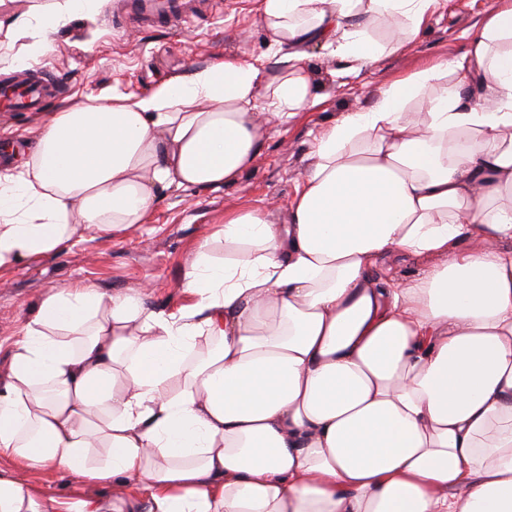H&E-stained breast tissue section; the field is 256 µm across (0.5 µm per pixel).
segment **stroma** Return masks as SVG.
Returning a JSON list of instances; mask_svg holds the SVG:
<instances>
[{
	"instance_id": "35a3bbf8",
	"label": "stroma",
	"mask_w": 512,
	"mask_h": 512,
	"mask_svg": "<svg viewBox=\"0 0 512 512\" xmlns=\"http://www.w3.org/2000/svg\"><path fill=\"white\" fill-rule=\"evenodd\" d=\"M492 3L445 0L418 39L357 75L348 73L347 61L330 50L309 46L320 104L288 124H267L259 154L236 182L217 190L171 192L143 225L125 235L80 241L53 258L0 271V368L7 366L10 345L43 294L56 286L80 281L108 293L145 286L152 306L177 310L188 300L182 288L185 270L198 245L223 227L225 213L257 208L272 223H287L320 128L341 113L369 108L393 79L429 63L460 58L467 50L466 32L477 27ZM125 11L123 0H110L99 13L55 27L37 60L59 80L46 111L90 96L144 95L194 67L220 64L229 56L251 59L271 53L258 0H214L212 12L192 26L167 22L138 30L120 23Z\"/></svg>"
}]
</instances>
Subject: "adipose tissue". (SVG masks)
Segmentation results:
<instances>
[{"mask_svg": "<svg viewBox=\"0 0 512 512\" xmlns=\"http://www.w3.org/2000/svg\"><path fill=\"white\" fill-rule=\"evenodd\" d=\"M439 2L261 0L274 55L46 113L28 160L0 169V270L232 182L263 126L317 104L308 45L368 70ZM106 4L0 0V59L23 39L27 60L46 50L33 19ZM394 251L438 262L373 279ZM183 286L175 313L142 290L42 296L0 373L15 464L0 512H512V0L461 59L320 130L289 223L226 213ZM47 465L105 491L52 498L22 480Z\"/></svg>", "mask_w": 512, "mask_h": 512, "instance_id": "obj_1", "label": "adipose tissue"}]
</instances>
